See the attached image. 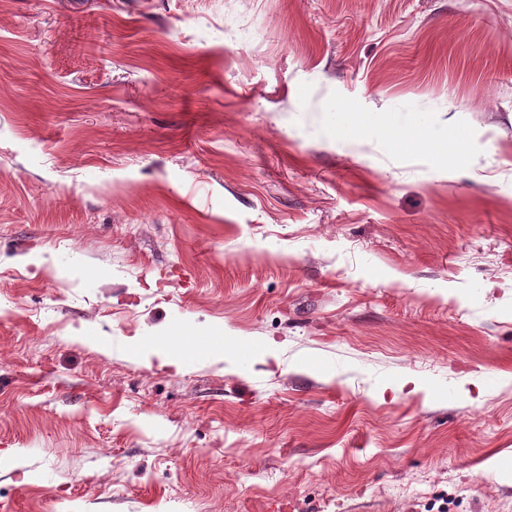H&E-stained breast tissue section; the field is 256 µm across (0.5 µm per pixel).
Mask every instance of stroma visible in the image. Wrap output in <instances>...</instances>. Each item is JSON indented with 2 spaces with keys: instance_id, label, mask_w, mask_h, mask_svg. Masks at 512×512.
<instances>
[{
  "instance_id": "stroma-1",
  "label": "stroma",
  "mask_w": 512,
  "mask_h": 512,
  "mask_svg": "<svg viewBox=\"0 0 512 512\" xmlns=\"http://www.w3.org/2000/svg\"><path fill=\"white\" fill-rule=\"evenodd\" d=\"M361 502L512 512V0H0V512ZM140 355L145 361H149L151 355H157L161 366H169L180 370L182 365V357L171 346L161 341L155 348L142 347Z\"/></svg>"
}]
</instances>
